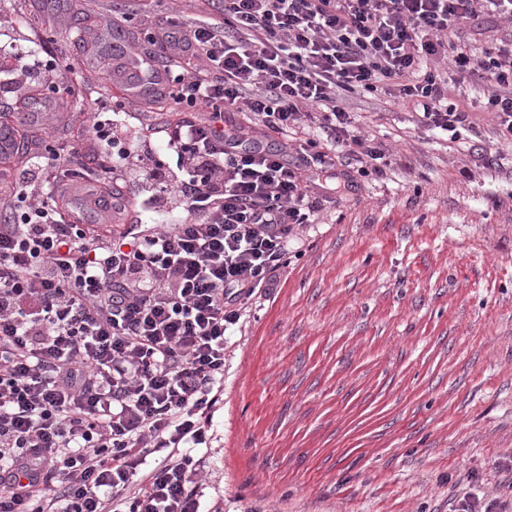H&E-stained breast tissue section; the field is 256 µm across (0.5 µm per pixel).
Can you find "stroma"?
I'll list each match as a JSON object with an SVG mask.
<instances>
[{
    "instance_id": "1",
    "label": "stroma",
    "mask_w": 512,
    "mask_h": 512,
    "mask_svg": "<svg viewBox=\"0 0 512 512\" xmlns=\"http://www.w3.org/2000/svg\"><path fill=\"white\" fill-rule=\"evenodd\" d=\"M57 2L6 0L0 42L43 39L78 62V15L125 5ZM348 109L393 164L337 194L280 287L229 329L202 506L450 512L488 493L512 512V147L478 168L393 97Z\"/></svg>"
}]
</instances>
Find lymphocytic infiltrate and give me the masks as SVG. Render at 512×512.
<instances>
[{
    "mask_svg": "<svg viewBox=\"0 0 512 512\" xmlns=\"http://www.w3.org/2000/svg\"><path fill=\"white\" fill-rule=\"evenodd\" d=\"M481 15L512 28V0H224L221 18L131 36L117 106L136 136L90 112L61 152L64 115L44 113L48 145L0 197V512H201L194 451L224 403L228 327L332 198L314 173L349 189L392 164L349 98L393 88L456 141L477 113L449 102L450 69L486 86L480 111L512 144V37L459 35ZM77 163L101 169L120 223L62 213L57 175Z\"/></svg>",
    "mask_w": 512,
    "mask_h": 512,
    "instance_id": "lymphocytic-infiltrate-1",
    "label": "lymphocytic infiltrate"
}]
</instances>
